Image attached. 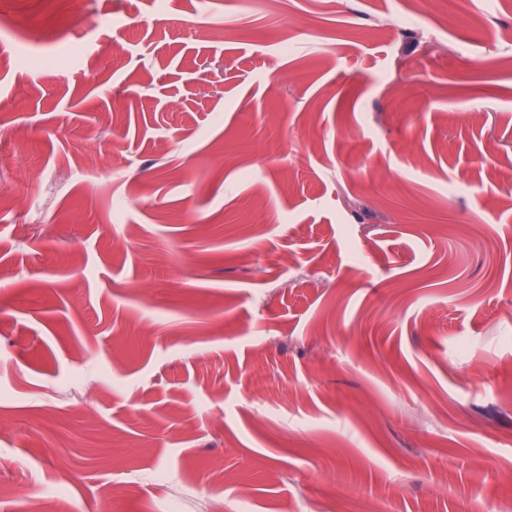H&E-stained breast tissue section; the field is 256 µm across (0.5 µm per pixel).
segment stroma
<instances>
[{
    "label": "stroma",
    "mask_w": 512,
    "mask_h": 512,
    "mask_svg": "<svg viewBox=\"0 0 512 512\" xmlns=\"http://www.w3.org/2000/svg\"><path fill=\"white\" fill-rule=\"evenodd\" d=\"M34 486L512 505V0H0V512Z\"/></svg>",
    "instance_id": "35a3bbf8"
}]
</instances>
